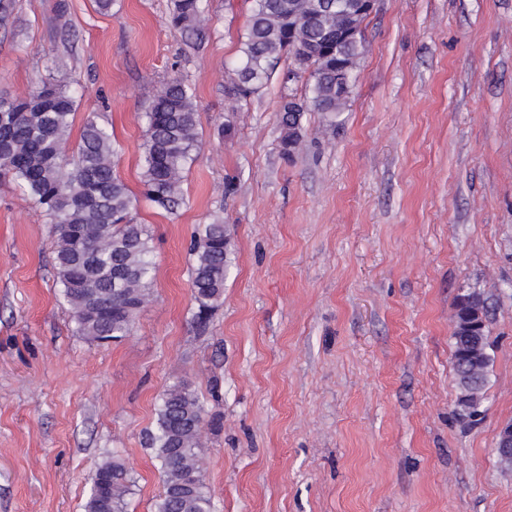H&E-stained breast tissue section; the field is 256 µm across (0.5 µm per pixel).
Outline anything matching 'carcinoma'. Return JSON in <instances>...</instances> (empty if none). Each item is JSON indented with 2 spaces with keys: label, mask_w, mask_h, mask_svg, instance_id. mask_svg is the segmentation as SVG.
Returning <instances> with one entry per match:
<instances>
[{
  "label": "carcinoma",
  "mask_w": 512,
  "mask_h": 512,
  "mask_svg": "<svg viewBox=\"0 0 512 512\" xmlns=\"http://www.w3.org/2000/svg\"><path fill=\"white\" fill-rule=\"evenodd\" d=\"M367 15L353 0H252L251 15L236 67L225 93L247 102L269 80L282 56H289L296 77L308 75L310 96L288 111L282 96L280 140L298 145L307 112L329 117L345 109L351 87L336 88V64L355 73L364 52L362 38L339 35L362 28ZM168 20L189 46L200 45L209 33L206 0H170ZM57 75L24 96L0 97V182L18 184L46 223L57 229L56 284L67 302L77 332L101 343L127 336L153 296L155 264L151 236L134 215V198L115 173L117 150L112 129L91 113L84 122L76 151L66 157L75 115L74 91L66 73ZM195 88L180 78L164 83L145 112V156L141 183L144 195L170 215L185 204V171L200 148ZM223 207L192 233L190 284L197 327L207 326L223 303L228 272V231ZM454 313L453 361L459 390L457 405L471 417L479 412L488 382L486 326L464 335L466 316ZM203 404L185 383L169 386L157 409L148 447L163 473V490L154 512H213L203 469ZM135 480L117 456L94 470L84 512H126Z\"/></svg>",
  "instance_id": "obj_1"
}]
</instances>
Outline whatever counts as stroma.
Wrapping results in <instances>:
<instances>
[{
    "mask_svg": "<svg viewBox=\"0 0 512 512\" xmlns=\"http://www.w3.org/2000/svg\"><path fill=\"white\" fill-rule=\"evenodd\" d=\"M16 0L0 28V96L33 90L61 56L76 102L120 146L115 171L154 247L153 299L108 346L76 331L59 294L55 228L0 186V512H83L90 477L123 458L127 512H153L162 474L146 433L161 394L188 382L204 406L214 512H512L494 452L512 421V0H376L348 106L306 113L281 154L279 107L306 78L282 59L229 113L251 0H208L198 48L168 0ZM196 90L201 149L178 215L142 193L150 95ZM233 127L218 135L225 118ZM222 209L230 272L206 330L193 323L188 253ZM489 307L487 389L461 417L454 303Z\"/></svg>",
    "mask_w": 512,
    "mask_h": 512,
    "instance_id": "35a3bbf8",
    "label": "stroma"
}]
</instances>
